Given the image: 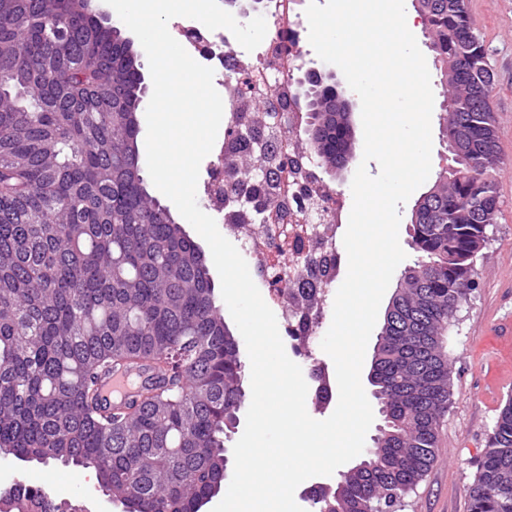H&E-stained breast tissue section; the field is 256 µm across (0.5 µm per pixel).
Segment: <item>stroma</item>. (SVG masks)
Segmentation results:
<instances>
[{"mask_svg":"<svg viewBox=\"0 0 512 512\" xmlns=\"http://www.w3.org/2000/svg\"><path fill=\"white\" fill-rule=\"evenodd\" d=\"M469 11L482 38L495 86L491 105L501 147L495 174L499 212L487 229L488 239L475 262L477 288L450 322L444 345L451 365V402L441 416L434 462L427 475L403 499L402 512H469V488L497 413L512 396V0H469ZM431 75L434 93L431 125L432 172L449 164L438 119L448 91L424 28L414 31ZM301 46L307 60L330 74L351 112L353 154L345 169L317 168V175L340 192L344 209L352 207L351 181L359 164L378 174L377 162L363 160L361 103L341 70L319 60L309 40ZM26 485H51L56 502L84 506L87 512H123L105 507L97 481L83 467L57 461L25 463L0 456V472Z\"/></svg>","mask_w":512,"mask_h":512,"instance_id":"35a3bbf8","label":"stroma"}]
</instances>
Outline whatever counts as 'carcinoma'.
<instances>
[{
    "label": "carcinoma",
    "instance_id": "obj_1",
    "mask_svg": "<svg viewBox=\"0 0 512 512\" xmlns=\"http://www.w3.org/2000/svg\"><path fill=\"white\" fill-rule=\"evenodd\" d=\"M436 56L453 63L443 137L467 163L438 173L412 215L406 268L374 347L383 428L316 512H391L429 471L450 401L443 332L467 301L498 212L494 74L465 0H420ZM95 0H0V454L96 471L124 512H200L226 470L224 416L244 404V364L200 247L148 191L140 60ZM313 149L345 167L327 125ZM150 361L138 406L99 402L102 374ZM11 512H59L21 484ZM470 512H512V397L469 491Z\"/></svg>",
    "mask_w": 512,
    "mask_h": 512
}]
</instances>
